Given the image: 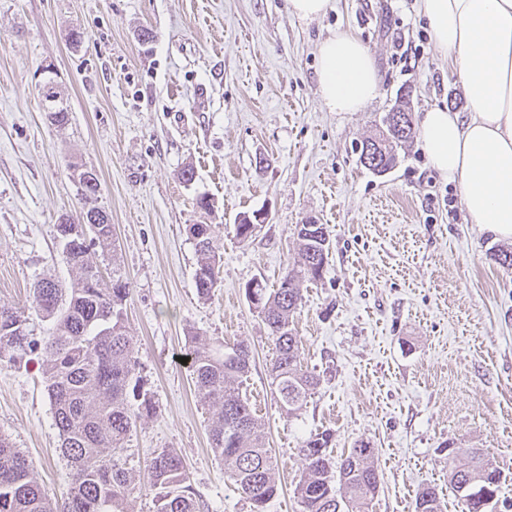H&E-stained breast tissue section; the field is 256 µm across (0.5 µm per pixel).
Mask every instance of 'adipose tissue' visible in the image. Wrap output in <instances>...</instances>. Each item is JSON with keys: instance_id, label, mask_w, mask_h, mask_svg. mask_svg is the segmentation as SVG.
Wrapping results in <instances>:
<instances>
[{"instance_id": "adipose-tissue-1", "label": "adipose tissue", "mask_w": 512, "mask_h": 512, "mask_svg": "<svg viewBox=\"0 0 512 512\" xmlns=\"http://www.w3.org/2000/svg\"><path fill=\"white\" fill-rule=\"evenodd\" d=\"M456 70L468 114L425 112L419 135L430 165L458 185L471 223L512 240V0H419ZM318 91L331 112H359L379 93L369 49L347 33L317 46Z\"/></svg>"}]
</instances>
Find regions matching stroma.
I'll return each mask as SVG.
<instances>
[{"label":"stroma","mask_w":512,"mask_h":512,"mask_svg":"<svg viewBox=\"0 0 512 512\" xmlns=\"http://www.w3.org/2000/svg\"><path fill=\"white\" fill-rule=\"evenodd\" d=\"M75 29L85 37L76 49ZM341 31L377 63L379 94L359 112L327 111L318 93L316 45ZM50 78L70 112L62 131L46 117ZM404 90L416 119L435 106L466 109L418 0H332L315 20L294 16L288 0H0V305L31 309L36 279H74L55 224L83 206L70 164L94 168L115 249L90 259L106 278L120 263L129 282L136 374L157 405L122 453L130 472L176 449L201 512H249L181 362L199 332L252 350L243 389L278 460L267 512H303L299 450L323 430L333 459L361 442L375 448L380 486L368 512H414L424 485L443 512H465L448 487L452 448L483 449L503 474L494 510L512 512V267L496 260L512 241L468 221L419 141L384 175L360 164L357 145ZM201 194L213 203L204 218ZM255 211L265 223L239 239L235 222ZM309 219L331 246L292 327L320 383L289 419L269 376L274 342L245 287H278L297 258L295 228ZM202 220L222 256L207 301L186 231ZM0 435L52 498L66 495L40 358L0 368Z\"/></svg>","instance_id":"35a3bbf8"}]
</instances>
